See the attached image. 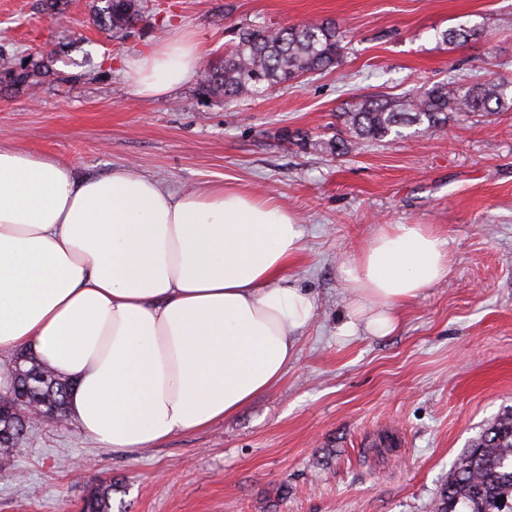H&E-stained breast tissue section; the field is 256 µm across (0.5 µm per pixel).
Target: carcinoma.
Returning a JSON list of instances; mask_svg holds the SVG:
<instances>
[{
  "label": "carcinoma",
  "mask_w": 512,
  "mask_h": 512,
  "mask_svg": "<svg viewBox=\"0 0 512 512\" xmlns=\"http://www.w3.org/2000/svg\"><path fill=\"white\" fill-rule=\"evenodd\" d=\"M159 14L166 7H148L145 0H105L97 9V25L114 34L129 32L130 25L148 11ZM480 34L477 25H458L442 34L444 41L465 42ZM343 34L328 23L293 24L277 29L242 28L224 60L201 73L203 92L226 99L260 94L299 78L307 72L338 64ZM43 65L21 60L0 73L1 80L28 87L42 84ZM512 110V81L436 83L425 91L397 98H367L342 113L343 124L359 141H382L402 130L428 131L460 116H492ZM21 372L41 380L26 385L21 377L9 399L0 405V428L19 411L35 406L44 413L67 418L65 409L72 383L31 356L23 357ZM23 437L0 442V460L21 452ZM112 485L101 486L85 500L82 512H111ZM438 512H512V414L494 421L460 458L444 484Z\"/></svg>",
  "instance_id": "cac0c4a2"
}]
</instances>
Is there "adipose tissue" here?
Returning a JSON list of instances; mask_svg holds the SVG:
<instances>
[{
  "instance_id": "obj_1",
  "label": "adipose tissue",
  "mask_w": 512,
  "mask_h": 512,
  "mask_svg": "<svg viewBox=\"0 0 512 512\" xmlns=\"http://www.w3.org/2000/svg\"><path fill=\"white\" fill-rule=\"evenodd\" d=\"M201 48L164 39L127 63L132 94L193 82ZM304 231L232 186L169 190L134 169L80 176L0 147V394L33 351L74 380L70 419L101 448H150L237 414L283 376L315 305L287 285ZM445 240L388 224L339 268L342 335L393 332L396 309L449 275Z\"/></svg>"
}]
</instances>
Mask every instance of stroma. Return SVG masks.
Segmentation results:
<instances>
[{"label": "stroma", "mask_w": 512, "mask_h": 512, "mask_svg": "<svg viewBox=\"0 0 512 512\" xmlns=\"http://www.w3.org/2000/svg\"><path fill=\"white\" fill-rule=\"evenodd\" d=\"M166 19L115 36L98 0H0V55L47 69L0 83V142L81 176L128 166L183 191L224 184L285 205L304 230L290 283L316 299L279 384L237 415L150 448H98L70 420L34 424L0 475V512H80L101 483L112 512H437L459 459L512 413V111L350 144L340 115L458 79L512 78V0H168ZM331 21L340 61L232 102L192 82L134 97L124 63L182 33L204 63L238 28ZM460 23L478 39L448 44ZM387 224H427L450 274L398 308L386 336H341L340 263ZM86 462L77 470V462Z\"/></svg>", "instance_id": "1"}]
</instances>
